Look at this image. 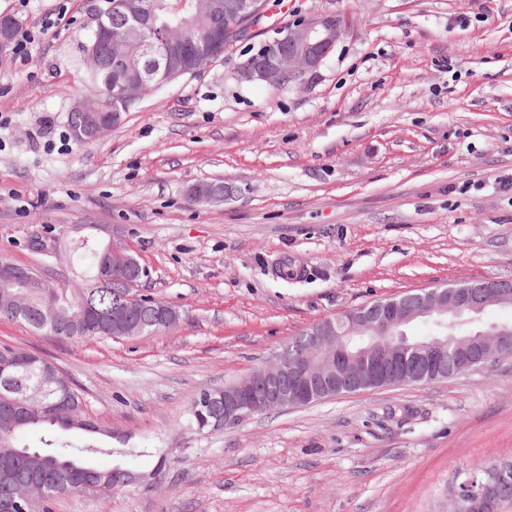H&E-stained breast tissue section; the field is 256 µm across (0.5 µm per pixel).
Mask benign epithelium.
Returning <instances> with one entry per match:
<instances>
[{
  "mask_svg": "<svg viewBox=\"0 0 512 512\" xmlns=\"http://www.w3.org/2000/svg\"><path fill=\"white\" fill-rule=\"evenodd\" d=\"M153 10L152 0H116L113 9L101 17L95 38L86 44L92 69L116 76L112 95L126 109L140 102L148 82L177 67L182 49L177 35L152 26ZM349 28V18L324 14L304 16L287 29L275 28L263 39L265 62L258 66L241 64L235 76L240 82L273 86L302 81L326 62ZM216 46L212 38L198 41L189 72H198L215 62ZM102 108L103 103L97 99L69 112V129L75 141L92 142L118 122ZM146 275L147 269L136 263L118 267L112 275L100 279L102 284L110 283L123 292L121 301L112 309V335L143 336L151 325L174 324L168 303L141 299L139 288ZM0 283L17 289L10 305L15 314L40 313L54 300L53 280L35 276L9 261H0ZM505 302H512V279L470 281L410 290L396 299L373 301L321 320L302 333L301 349L292 351L285 346L242 381L225 386L224 409L213 412L212 428H234L271 409L406 385L412 377L437 380L448 375V360L438 341L416 348L370 344L351 354L344 367L334 363L331 352L336 344H345L368 332L374 336L393 333L419 316L480 313L491 304ZM492 358L493 352L478 343L468 352L461 373L482 367ZM13 480L12 474L0 475V512H15V501L7 495ZM506 493L493 477L486 481L469 477L454 481L448 496L454 512H497Z\"/></svg>",
  "mask_w": 512,
  "mask_h": 512,
  "instance_id": "benign-epithelium-1",
  "label": "benign epithelium"
}]
</instances>
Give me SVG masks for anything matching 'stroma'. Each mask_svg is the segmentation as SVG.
I'll list each match as a JSON object with an SVG mask.
<instances>
[{"label": "stroma", "instance_id": "35a3bbf8", "mask_svg": "<svg viewBox=\"0 0 512 512\" xmlns=\"http://www.w3.org/2000/svg\"><path fill=\"white\" fill-rule=\"evenodd\" d=\"M104 5L0 0L37 34L28 57L0 50V258L54 275L64 244L116 239L150 271L143 294L181 318L77 344L0 318V347L55 363L109 432L94 464L162 473L60 496L52 512H448L473 464L512 461V355L234 429L188 420L201 390L242 380L320 320L512 279V190L499 186L512 178V0H270L265 27L351 20L307 82H239L248 38L80 144L68 113L92 98L84 48ZM212 180L234 196L189 198Z\"/></svg>", "mask_w": 512, "mask_h": 512}]
</instances>
